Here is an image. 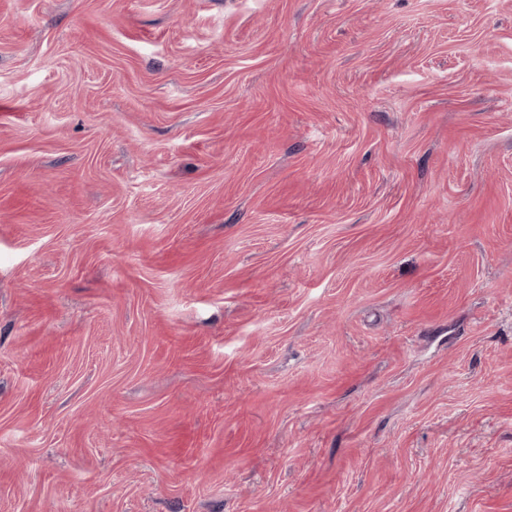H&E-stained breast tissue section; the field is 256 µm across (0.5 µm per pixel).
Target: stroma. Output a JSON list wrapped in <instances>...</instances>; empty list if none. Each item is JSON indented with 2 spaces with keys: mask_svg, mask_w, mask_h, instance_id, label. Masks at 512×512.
Here are the masks:
<instances>
[{
  "mask_svg": "<svg viewBox=\"0 0 512 512\" xmlns=\"http://www.w3.org/2000/svg\"><path fill=\"white\" fill-rule=\"evenodd\" d=\"M0 512H512V0H0Z\"/></svg>",
  "mask_w": 512,
  "mask_h": 512,
  "instance_id": "35a3bbf8",
  "label": "stroma"
}]
</instances>
